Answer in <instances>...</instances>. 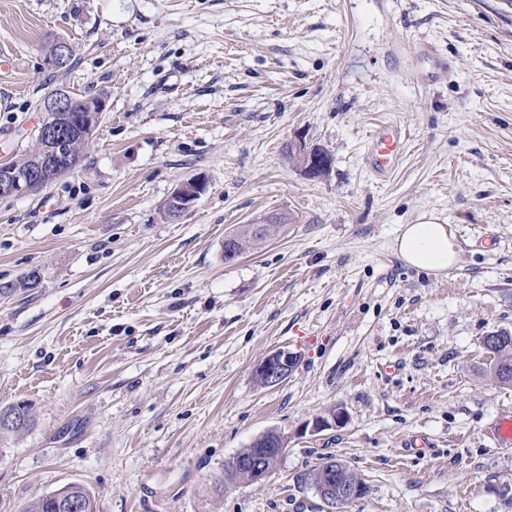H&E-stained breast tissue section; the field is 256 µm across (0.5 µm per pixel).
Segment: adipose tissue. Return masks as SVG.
<instances>
[{"label":"adipose tissue","instance_id":"adipose-tissue-1","mask_svg":"<svg viewBox=\"0 0 512 512\" xmlns=\"http://www.w3.org/2000/svg\"><path fill=\"white\" fill-rule=\"evenodd\" d=\"M396 252L410 267L440 275L457 266L459 255L447 225L434 217L403 225L395 241Z\"/></svg>","mask_w":512,"mask_h":512}]
</instances>
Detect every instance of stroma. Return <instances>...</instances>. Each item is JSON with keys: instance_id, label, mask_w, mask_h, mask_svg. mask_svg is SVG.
Masks as SVG:
<instances>
[{"instance_id": "1", "label": "stroma", "mask_w": 512, "mask_h": 512, "mask_svg": "<svg viewBox=\"0 0 512 512\" xmlns=\"http://www.w3.org/2000/svg\"><path fill=\"white\" fill-rule=\"evenodd\" d=\"M0 55V162L35 150L51 91L108 100L74 171L0 200V284L39 276L0 293V407L34 418L0 442V512L73 482L96 512H326L303 478L328 456L367 485L343 512H512L491 435L512 385L483 344L512 332L507 0H0ZM387 123L408 139L379 178ZM300 137L333 156L320 180L288 157ZM273 213L291 224L225 263ZM425 215L459 251L443 276L393 248ZM278 349L298 365L261 387ZM270 430L273 475L225 481ZM403 149V137L395 126L377 128L370 141L371 170L383 177L393 167ZM207 181L205 177L196 175L180 182L171 192L168 201L174 205L171 209L170 221L179 220L205 194ZM297 356L288 350H277L266 355L255 367L254 376L263 387L277 386L290 377Z\"/></svg>"}]
</instances>
